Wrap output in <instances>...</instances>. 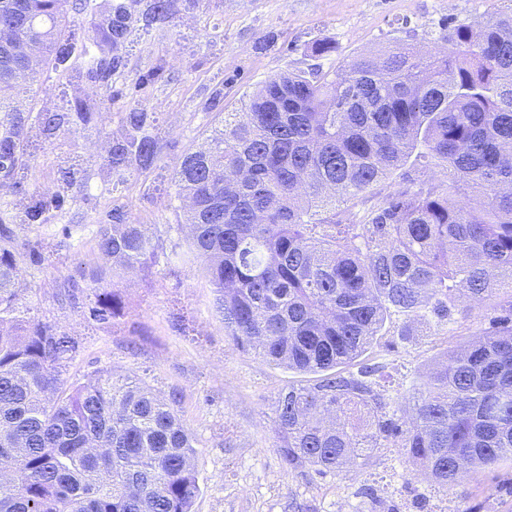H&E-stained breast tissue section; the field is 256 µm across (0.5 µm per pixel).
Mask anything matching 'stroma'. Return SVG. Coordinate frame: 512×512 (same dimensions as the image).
<instances>
[{
  "mask_svg": "<svg viewBox=\"0 0 512 512\" xmlns=\"http://www.w3.org/2000/svg\"><path fill=\"white\" fill-rule=\"evenodd\" d=\"M510 9L512 0H198L193 7L176 0L169 21L135 27L126 66L111 83L85 79L67 87L45 67L19 92L35 113L66 112L76 101L93 112L88 124L58 132L34 155L24 185L0 193V225L12 231L23 303L31 316L77 340L68 383L131 377L162 397L178 394L174 410L194 438L201 485L193 512H512L511 460L450 490L415 472L399 448L374 449L339 474L288 467L278 452L276 400L288 385L307 383V375L239 350L224 332L202 266L171 259L189 247L173 171L220 126L223 113L243 109L258 84L284 71L340 68L399 44L431 50L452 28H475ZM323 39L335 52L313 56L312 44ZM135 107L157 116L162 150L154 170L125 174L119 193L98 176L99 159L109 132ZM70 158L80 160L88 179L66 190L60 168ZM442 178L439 170L404 167L340 216L360 223L406 180ZM59 193L64 205L55 221L23 223L33 196ZM116 210L124 221L152 225L162 248L142 272L115 278L124 314L100 324L89 316L90 277L105 267L96 231ZM30 242L42 246L44 261L31 260ZM74 283L79 290L71 300L65 289ZM505 298L498 293L470 318L425 334L419 323L392 316L363 356L382 368L378 389L390 412L407 409L450 350L490 331Z\"/></svg>",
  "mask_w": 512,
  "mask_h": 512,
  "instance_id": "stroma-1",
  "label": "stroma"
}]
</instances>
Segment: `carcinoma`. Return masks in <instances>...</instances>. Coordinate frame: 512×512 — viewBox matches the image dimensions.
I'll return each mask as SVG.
<instances>
[{
	"instance_id": "obj_1",
	"label": "carcinoma",
	"mask_w": 512,
	"mask_h": 512,
	"mask_svg": "<svg viewBox=\"0 0 512 512\" xmlns=\"http://www.w3.org/2000/svg\"><path fill=\"white\" fill-rule=\"evenodd\" d=\"M89 0H0V166L19 185L36 150L76 120L33 114L14 91L35 78L25 58L70 82H108L123 66L130 6L111 7L96 36L70 29ZM175 0H147L145 19L166 22ZM434 51L401 47L342 69L279 73L241 112L186 153L173 174L193 259L215 286L225 335L243 351L303 374L279 393L278 448L290 467L339 472L365 448H401L435 485L452 489L512 460V299L494 330L433 372L400 417L372 377L348 370L398 314L446 324L500 289L512 293V12L474 30L459 26ZM159 127L133 109L100 170L156 168ZM415 161L446 179L384 197L364 224L336 209ZM67 186L86 180L72 164ZM35 200L26 220L51 219ZM97 247L125 273L158 258L148 224H101ZM93 319L121 316L120 294L93 279ZM15 254L0 248V512H192L201 494L195 449L171 405L142 383L90 378L68 386L78 349L54 325L24 316Z\"/></svg>"
}]
</instances>
